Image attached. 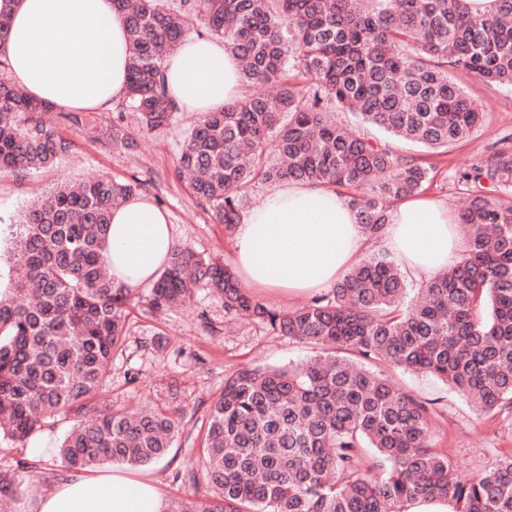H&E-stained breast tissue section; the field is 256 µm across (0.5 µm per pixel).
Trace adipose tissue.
<instances>
[{"label":"adipose tissue","instance_id":"1","mask_svg":"<svg viewBox=\"0 0 512 512\" xmlns=\"http://www.w3.org/2000/svg\"><path fill=\"white\" fill-rule=\"evenodd\" d=\"M11 25L9 76L33 98L67 111L104 110L125 93L129 45L112 0H0ZM92 39H82V32ZM169 95L183 112H214L236 101L237 58L216 40H189L164 62ZM457 218L431 197L397 201L383 240L396 261L430 279L460 257ZM366 236L342 191L288 181L259 198L237 225L235 271L243 287L285 295L332 287L355 265ZM174 240L164 212L134 198L112 213L104 262L116 283L137 288L156 280ZM150 479L122 471L59 477L36 495L33 512H166Z\"/></svg>","mask_w":512,"mask_h":512}]
</instances>
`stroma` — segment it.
I'll return each mask as SVG.
<instances>
[{
	"label": "stroma",
	"instance_id": "1",
	"mask_svg": "<svg viewBox=\"0 0 512 512\" xmlns=\"http://www.w3.org/2000/svg\"><path fill=\"white\" fill-rule=\"evenodd\" d=\"M463 85L487 113L484 126L445 150H410L435 169L427 196L453 211L469 201L455 185L453 172L484 161L498 139L512 134V90L471 78L464 79ZM114 115L111 109L99 112L104 130L100 141L73 134V150L54 167L27 177L0 175V223H16L34 195L50 193L60 181L100 174L117 179L137 177L144 182L143 196L167 214L175 243L232 264V238L223 225L213 223L209 212L196 205L176 172L180 132L196 121V114L178 113L172 128L155 132L142 131L135 115L127 114L123 126L128 141L124 144L110 138ZM316 354V348L226 315L222 301L201 290L190 303L161 315L133 310L130 334L122 351L113 354L98 397L130 413L149 403L175 399L182 422L173 447L164 460L138 468L137 473L156 480L168 499H199L204 495L203 485L176 480L175 475L196 462L199 421L222 391L225 373L246 365L297 364ZM131 372L137 374L136 382H128ZM395 378L416 395L437 400L438 428L433 444L448 451L461 474L478 473L501 452L512 449V423L499 416L477 417L462 398L431 376L399 371ZM71 426L70 418L57 417L35 438V445L43 447L45 454L37 458V468L26 478L24 489H43L64 474L57 446Z\"/></svg>",
	"mask_w": 512,
	"mask_h": 512
}]
</instances>
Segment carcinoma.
Here are the masks:
<instances>
[{
    "label": "carcinoma",
    "instance_id": "obj_1",
    "mask_svg": "<svg viewBox=\"0 0 512 512\" xmlns=\"http://www.w3.org/2000/svg\"><path fill=\"white\" fill-rule=\"evenodd\" d=\"M129 42L125 104L147 132L172 125L164 59L189 33L219 39L241 82L267 85L185 130L179 174L214 223L240 222L252 186L296 180L349 194L377 238L388 202L419 194L433 167L402 153L406 140L436 151L485 121L458 80L512 88V0L483 14L468 0H113ZM9 20L0 14V173L50 166L73 142L47 125L51 108L8 78ZM355 112L385 134L339 123ZM58 125L98 139L93 112L57 113ZM469 196L458 212L468 248L408 299L383 253L363 258L325 295L291 310L242 288L234 269L176 245L144 293L118 285L100 259L112 210L142 190L137 179L63 183L33 202L0 249L19 306L0 297V437L26 444L48 420L70 415L60 444L67 470L130 468L162 459L179 432L177 407L137 415L97 408L131 308L161 313L199 288L224 310L278 336L319 348L312 362L228 373L200 427L199 460L185 478L207 486L168 512H405L445 502L452 512H512V450L472 476L432 446L437 408L398 387L378 365L430 375L479 417L512 418V136L486 161L452 175ZM36 464L0 472L14 496Z\"/></svg>",
    "mask_w": 512,
    "mask_h": 512
}]
</instances>
